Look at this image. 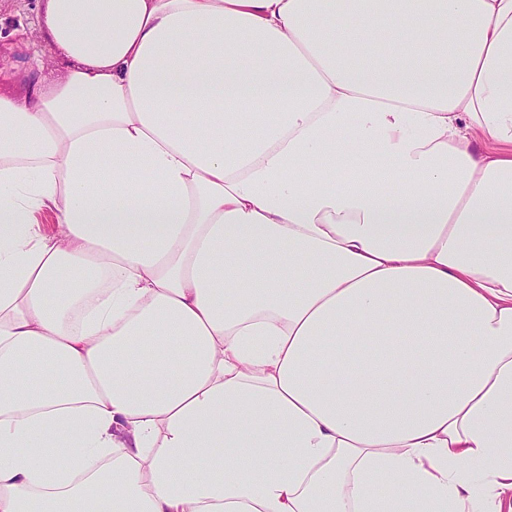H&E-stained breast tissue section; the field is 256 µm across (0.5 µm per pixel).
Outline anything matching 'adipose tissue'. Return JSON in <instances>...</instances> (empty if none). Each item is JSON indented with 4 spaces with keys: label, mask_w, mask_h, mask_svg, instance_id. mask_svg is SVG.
<instances>
[{
    "label": "adipose tissue",
    "mask_w": 512,
    "mask_h": 512,
    "mask_svg": "<svg viewBox=\"0 0 512 512\" xmlns=\"http://www.w3.org/2000/svg\"><path fill=\"white\" fill-rule=\"evenodd\" d=\"M39 14L0 512H512V0Z\"/></svg>",
    "instance_id": "ef3b65f1"
}]
</instances>
